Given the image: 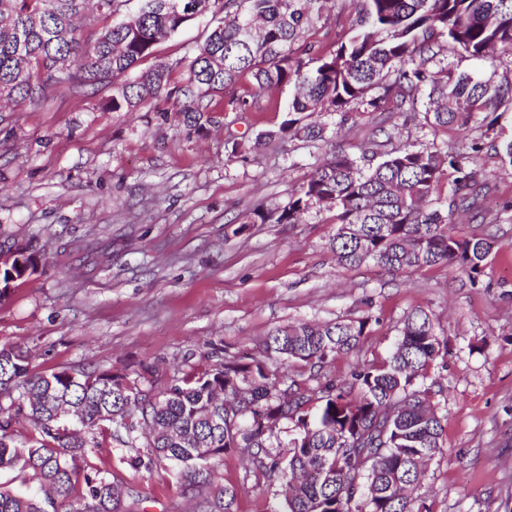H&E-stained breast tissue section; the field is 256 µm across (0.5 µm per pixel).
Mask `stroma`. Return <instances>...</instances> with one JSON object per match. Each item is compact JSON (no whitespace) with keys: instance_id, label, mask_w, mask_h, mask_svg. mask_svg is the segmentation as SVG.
<instances>
[{"instance_id":"35a3bbf8","label":"stroma","mask_w":512,"mask_h":512,"mask_svg":"<svg viewBox=\"0 0 512 512\" xmlns=\"http://www.w3.org/2000/svg\"><path fill=\"white\" fill-rule=\"evenodd\" d=\"M212 17L160 42L176 62ZM290 87L264 93L257 112H219L207 134L176 116L102 110L107 91L47 90L36 106L0 114V244L25 248L36 273L0 302V346L28 350L36 371L63 368L126 376L161 390L241 352L262 356L274 329L372 315L361 348L325 365L349 377L383 356L405 317L422 309L448 338L436 397L444 450L419 489L433 512H512V168L492 147L480 166L494 185L481 206L495 224L461 216L456 231L494 246L477 283L445 265L412 273L337 264L334 214L311 209L300 224L278 218L329 144L282 136ZM243 144L229 156L232 142ZM261 207L264 220L244 218ZM136 449L115 440L88 448L145 512H199L176 472L136 469ZM244 453H224L216 478L237 490L236 512H269L279 480L255 483Z\"/></svg>"}]
</instances>
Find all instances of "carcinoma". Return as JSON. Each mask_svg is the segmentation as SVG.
I'll return each mask as SVG.
<instances>
[{"mask_svg":"<svg viewBox=\"0 0 512 512\" xmlns=\"http://www.w3.org/2000/svg\"><path fill=\"white\" fill-rule=\"evenodd\" d=\"M126 2L0 0V112L36 104L50 87L109 88L105 109L136 112L153 102L165 120L163 102L201 135L217 111L214 97L224 112H249L251 94L293 86L279 132H259L257 147L279 133L307 141L336 135L318 121L323 113L339 115L341 126L392 112L404 126L465 130L476 115L512 105L511 74L480 79L447 61L450 52L483 60L499 48L512 56V0H359L328 54L303 35L329 0H209L224 17L181 75L178 61L136 66L196 20L197 0H141L129 15ZM88 9L102 21L93 35L76 24ZM247 26L255 28L250 38ZM244 77L252 91L239 95ZM492 127L446 151L397 147L387 132L368 154L336 146L278 223L300 224L322 205L335 212L330 247L339 265L412 272L444 264L474 284L492 242L460 236L453 224L461 215L486 220L481 201L492 186L479 155ZM371 325L368 314L277 328L264 353L309 370L312 380L314 369L359 348ZM447 355V340L422 309L407 315L385 356L314 389L264 360L229 358L152 395L107 372L36 373L27 352L0 347V471L17 470L39 488L0 487V512H135L138 501L125 485L99 468L81 472L78 461L100 436L136 445L148 422L155 431L147 452L130 465L173 462L182 495L207 486L202 512H235V488L216 481V464L231 448L251 452L254 478L283 481L272 512H431L417 489L423 464L443 454L444 427L427 380ZM21 415L36 430L23 441L15 432ZM282 422L293 434L275 447L273 427Z\"/></svg>","mask_w":512,"mask_h":512,"instance_id":"1","label":"carcinoma"}]
</instances>
